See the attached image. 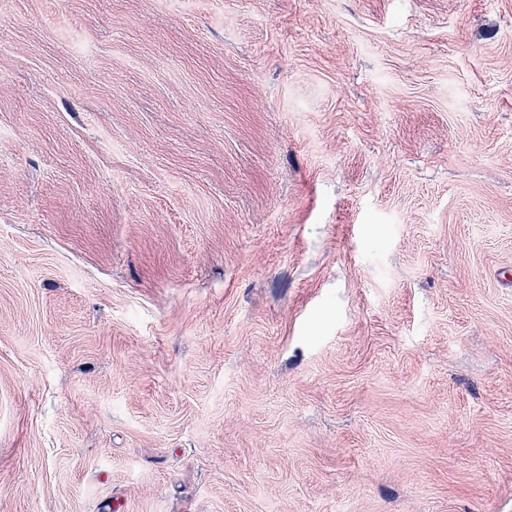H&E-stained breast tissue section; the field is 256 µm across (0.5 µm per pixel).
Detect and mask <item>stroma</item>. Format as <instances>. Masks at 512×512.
Returning <instances> with one entry per match:
<instances>
[{"mask_svg": "<svg viewBox=\"0 0 512 512\" xmlns=\"http://www.w3.org/2000/svg\"><path fill=\"white\" fill-rule=\"evenodd\" d=\"M0 512H512V0H0Z\"/></svg>", "mask_w": 512, "mask_h": 512, "instance_id": "1", "label": "stroma"}]
</instances>
